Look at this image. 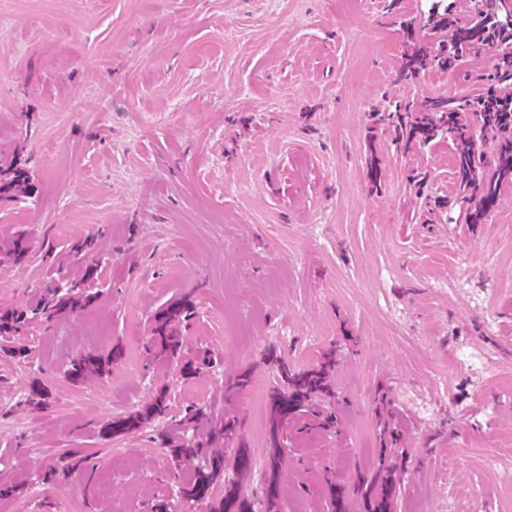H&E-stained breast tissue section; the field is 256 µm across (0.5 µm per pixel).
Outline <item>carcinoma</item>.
<instances>
[{
  "mask_svg": "<svg viewBox=\"0 0 512 512\" xmlns=\"http://www.w3.org/2000/svg\"><path fill=\"white\" fill-rule=\"evenodd\" d=\"M480 0L472 19L460 22L451 11L434 13L427 23V31L416 29L415 23L406 24L405 50L401 56L398 77L411 79L421 72L439 68L447 70L455 66L459 58L473 48L489 47L495 52L491 84L486 92L462 98L427 97L419 103L407 102L395 105L391 112L377 113L378 123L393 129L397 148L407 151L417 145H427L439 137L451 140L454 150L455 188L463 199L474 203L470 222L480 224L487 213L497 205L500 192L512 185V61L501 59L505 51L512 49V27L502 24L498 12ZM445 30L448 39L432 44L428 39L434 33ZM492 143V152L483 146ZM29 177L22 168H15L11 176L0 177V199H12L25 190ZM32 244L25 233L15 235L8 244L7 254L16 263L26 261ZM97 265L88 263L78 280L67 282L65 287L51 282L43 288L34 304L23 310L0 312V336L18 333L30 319L40 317L49 323L66 312L85 311L94 305L99 293L83 291L86 282L96 278ZM194 303L186 295L156 313L150 339L154 359L166 365L182 359L184 341L181 324L191 316ZM212 362L210 353L199 352L196 359L184 362L181 372L184 378L197 375L199 365ZM335 359L330 357L318 369L293 371L284 365L280 378L284 388L274 391L270 405V433L272 450L267 463L265 498L269 507L278 504L281 497L280 472L284 456L279 445L280 429L297 409L309 400L311 394L325 385V375ZM112 354L90 352L73 358L66 376L79 383L92 376H102L109 371ZM167 394L159 392L144 410L131 413L112 421L109 433L128 434L139 430L149 420L160 417L166 410ZM178 436L166 435L163 442L169 445L171 461L179 470L186 463L194 468L178 475L182 494L188 498L208 499V512H254L252 501L242 492L239 483L224 484V493L213 494L215 485L224 479L225 457L218 446L238 431L235 418H219L202 405H190L175 423ZM88 459L81 449L71 448L42 472V482L56 483L70 475ZM365 488L368 512H394L396 483L392 475L376 473L361 477ZM328 498L333 512H351V502L343 492L331 486Z\"/></svg>",
  "mask_w": 512,
  "mask_h": 512,
  "instance_id": "carcinoma-1",
  "label": "carcinoma"
}]
</instances>
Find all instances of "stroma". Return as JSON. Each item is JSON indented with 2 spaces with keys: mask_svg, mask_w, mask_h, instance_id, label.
<instances>
[{
  "mask_svg": "<svg viewBox=\"0 0 512 512\" xmlns=\"http://www.w3.org/2000/svg\"><path fill=\"white\" fill-rule=\"evenodd\" d=\"M431 3L0 0V158L30 177L0 201V241L28 230L33 244L26 264L0 255V310L73 275L68 247L89 234L102 292L0 336V480L15 487L0 512H61L70 493L79 512L160 498L207 512L180 496L160 440L191 403L239 419L251 468L224 478L266 512L279 368L329 350L330 395L288 430L278 512H331L327 482L377 467L382 412L401 433L396 512H512V186L470 223L447 140L404 154L372 121L398 100L486 89V47L398 79L403 23H427ZM185 294V351L216 358L189 381L149 351L151 314ZM113 349L106 376L66 377L72 358ZM162 390L165 417L106 433ZM69 448L95 468L44 489L42 467Z\"/></svg>",
  "mask_w": 512,
  "mask_h": 512,
  "instance_id": "obj_1",
  "label": "stroma"
}]
</instances>
